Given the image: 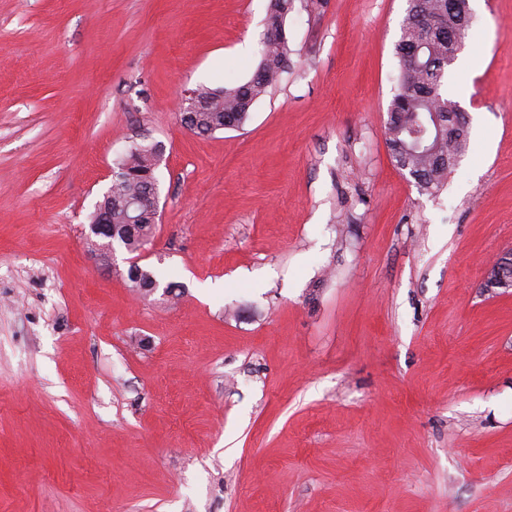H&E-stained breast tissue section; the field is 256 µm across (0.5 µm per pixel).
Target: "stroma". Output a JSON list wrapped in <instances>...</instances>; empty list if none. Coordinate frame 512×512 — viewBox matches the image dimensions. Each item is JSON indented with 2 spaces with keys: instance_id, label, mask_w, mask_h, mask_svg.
<instances>
[{
  "instance_id": "35a3bbf8",
  "label": "stroma",
  "mask_w": 512,
  "mask_h": 512,
  "mask_svg": "<svg viewBox=\"0 0 512 512\" xmlns=\"http://www.w3.org/2000/svg\"><path fill=\"white\" fill-rule=\"evenodd\" d=\"M269 0H0V512H512V0H470L444 187L384 123L407 0H294L239 129ZM157 144V231L91 255ZM180 287L139 295L131 262ZM265 18V30L262 43L264 50L252 77L241 84H234L222 89H209L201 86L193 91L198 98L209 100L208 112H196L195 100H186L189 104L182 113V124L187 130L208 132L211 126H220L224 120V128L229 124L233 128L241 127L248 118L253 104L267 90L273 87L281 75L290 66L288 38L285 21L294 8V0H270ZM189 93L190 97H194ZM200 126L197 130L195 122ZM160 156L161 150H158L157 144L137 145L116 163L112 188L104 195L106 198L112 197V212L110 208L98 204L95 224H89L90 232L87 235L96 247V256L102 260L112 259V240L117 234L115 224L126 223L129 213H126L125 204L128 199L142 192L146 185H153L157 191L156 169ZM99 240L102 242L99 243ZM494 270V276L490 278V272ZM511 272V273H510ZM484 288L512 289V249L499 254L488 268Z\"/></svg>"
}]
</instances>
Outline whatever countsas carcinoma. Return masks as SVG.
Instances as JSON below:
<instances>
[{
	"label": "carcinoma",
	"mask_w": 512,
	"mask_h": 512,
	"mask_svg": "<svg viewBox=\"0 0 512 512\" xmlns=\"http://www.w3.org/2000/svg\"><path fill=\"white\" fill-rule=\"evenodd\" d=\"M294 0H270L263 32L264 50L252 77L222 89L200 87L197 97L209 100L206 112L196 113L199 130L226 123L241 127L253 104L273 87L290 66L285 21ZM448 0H408L407 15L396 45L400 73L398 89L388 110L385 137L397 166L415 175L420 190L434 194L468 148V126L445 119L437 135L431 113L448 111ZM158 145H137L116 163L112 180V223H126L125 204L146 186H158ZM155 218L143 212L134 232L117 237L125 249L136 253L153 237ZM128 277L144 295L158 282L155 274L130 267Z\"/></svg>",
	"instance_id": "carcinoma-1"
}]
</instances>
